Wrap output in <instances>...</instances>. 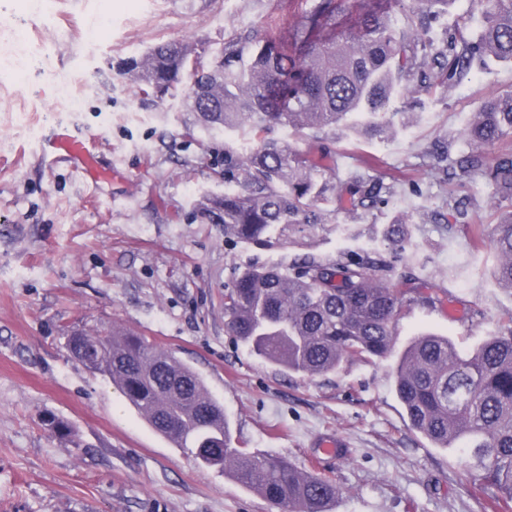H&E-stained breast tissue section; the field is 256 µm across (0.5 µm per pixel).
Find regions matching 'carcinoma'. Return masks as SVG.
Here are the masks:
<instances>
[{
    "instance_id": "carcinoma-1",
    "label": "carcinoma",
    "mask_w": 512,
    "mask_h": 512,
    "mask_svg": "<svg viewBox=\"0 0 512 512\" xmlns=\"http://www.w3.org/2000/svg\"><path fill=\"white\" fill-rule=\"evenodd\" d=\"M313 0L291 37L259 39L252 32L224 42L218 64L186 89L190 110L203 122L249 127L255 147L224 168L240 189L212 196L202 207L209 224L258 248L280 243L295 228L313 234L325 224L323 204L336 191L332 165L301 153L295 140L272 136L280 127L297 135H332L352 123L367 136L394 125V100L416 88L461 84L474 63L512 65V0H474L483 21L477 40L459 23L445 50L433 54L419 32L431 8L453 0ZM202 56L184 41L155 45L129 70L145 89L163 96L191 81ZM471 152L455 161L460 172L486 178L501 201H512V153L486 164L479 149L512 137V95L486 102L461 132ZM383 185L351 174L342 209L375 202ZM473 247L499 256L496 279L512 288V212L491 226H466ZM387 255L346 261L306 255L284 266H258L235 275L224 293L227 326L259 357L283 370L313 377L350 360L371 361L394 347L405 292L394 276L405 235L398 224L385 234ZM72 356L109 378L160 434L208 468L231 472L281 512H327L340 493L336 482L303 472L287 460L232 446L223 406L200 375L145 337L115 330L76 333ZM409 425L437 448L455 449L458 462L479 473L494 498L512 503V313L469 352L433 333L414 337L392 370Z\"/></svg>"
}]
</instances>
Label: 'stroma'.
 <instances>
[{"instance_id":"stroma-1","label":"stroma","mask_w":512,"mask_h":512,"mask_svg":"<svg viewBox=\"0 0 512 512\" xmlns=\"http://www.w3.org/2000/svg\"><path fill=\"white\" fill-rule=\"evenodd\" d=\"M273 15L293 24L290 0H0V512H278L230 474L199 467L70 355L68 333L103 328L145 336L197 371L224 406L234 447L332 476L340 494L328 512H480L476 475L409 427L389 369L420 333L470 350L512 311L495 254L474 250L465 231L498 223L512 203L433 158L468 153L460 129L484 101L512 93V67L406 97L386 138L337 130L322 144L336 183L374 156L369 176L387 192L354 212L331 205L324 230L260 249L197 211L204 196L234 190L224 163L249 151L250 135L201 125L184 91L144 95L124 68L173 40L213 57L233 31L260 30ZM461 17L480 34L472 0H454L432 24L434 47ZM52 127L91 138L111 180L44 166L40 138ZM452 197L468 206L463 223ZM397 221L408 230L397 268L406 303L387 357L310 378L228 334L235 269L382 253ZM49 414L77 442L52 433ZM336 434L347 443L337 459L316 446Z\"/></svg>"}]
</instances>
